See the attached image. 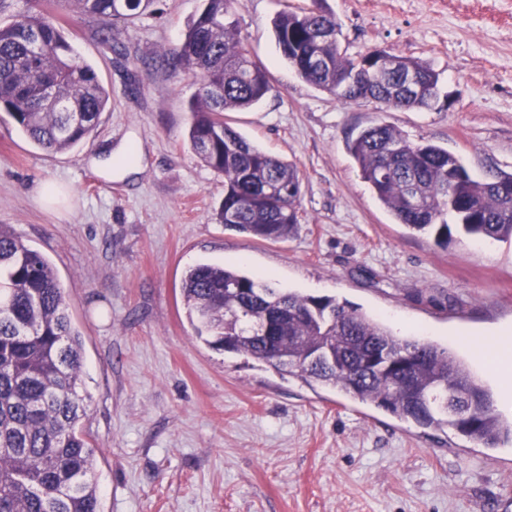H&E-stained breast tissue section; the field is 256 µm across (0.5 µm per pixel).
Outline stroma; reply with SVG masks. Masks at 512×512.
Segmentation results:
<instances>
[{
	"label": "stroma",
	"instance_id": "35a3bbf8",
	"mask_svg": "<svg viewBox=\"0 0 512 512\" xmlns=\"http://www.w3.org/2000/svg\"><path fill=\"white\" fill-rule=\"evenodd\" d=\"M308 2L229 9L273 83L229 123L302 177L286 241L219 223L224 177L186 140L199 85L147 63L182 43L202 0H160L108 44L96 20L55 11L111 93L79 146L44 151L0 112V224L52 264L82 335V427L97 445L102 512H512V447L424 431L213 349L187 316L183 275L208 263L403 318L444 345L512 335V241L437 245L398 223L346 150L384 123L447 149L475 178L512 172V0H324L347 55L383 50L439 72L434 108L409 110L344 103L296 74L273 21Z\"/></svg>",
	"mask_w": 512,
	"mask_h": 512
}]
</instances>
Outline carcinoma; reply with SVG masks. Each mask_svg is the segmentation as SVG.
I'll return each mask as SVG.
<instances>
[{
    "label": "carcinoma",
    "mask_w": 512,
    "mask_h": 512,
    "mask_svg": "<svg viewBox=\"0 0 512 512\" xmlns=\"http://www.w3.org/2000/svg\"><path fill=\"white\" fill-rule=\"evenodd\" d=\"M156 0H52L50 5L102 24L101 40ZM230 0H203L177 48L157 55L166 68L199 79L189 103L190 148L224 175L218 217L226 227L284 241L299 223L298 168L259 149L224 114L259 103L272 90L253 60ZM276 42L296 73L345 101L372 99L399 109L428 108L439 73L427 62L376 52H341L340 24L322 0L273 21ZM329 30L319 42L313 32ZM314 55L324 66L310 62ZM420 90L405 88L409 75ZM110 92L81 59L49 12L30 10L0 24V110L38 147L70 150L97 130ZM379 201L396 220L451 236L447 216L466 235L512 238V172L478 180L460 160L432 143H412L387 124L361 129L346 144ZM181 295L198 336L216 350L264 363L278 373L371 403L422 429L458 433L489 447L512 445V422L495 409L493 391L441 343L398 336L380 319L331 297L283 291L237 269L200 264L187 271ZM415 359L410 385L390 364ZM82 338L73 325L49 261L0 224V512H101L92 481L96 446L80 427L85 414Z\"/></svg>",
    "instance_id": "carcinoma-1"
}]
</instances>
